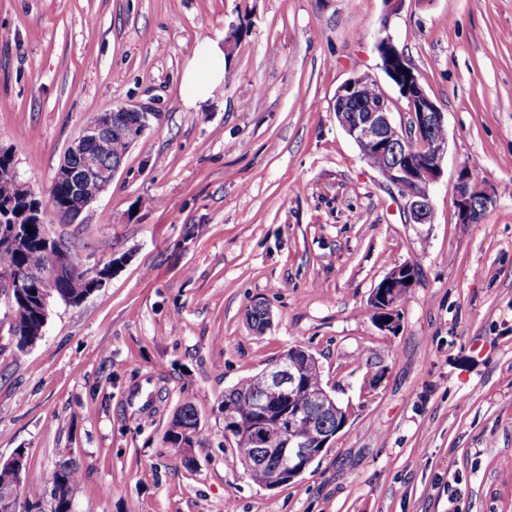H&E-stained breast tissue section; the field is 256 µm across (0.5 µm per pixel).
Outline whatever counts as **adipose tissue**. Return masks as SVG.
I'll list each match as a JSON object with an SVG mask.
<instances>
[{
	"instance_id": "1",
	"label": "adipose tissue",
	"mask_w": 512,
	"mask_h": 512,
	"mask_svg": "<svg viewBox=\"0 0 512 512\" xmlns=\"http://www.w3.org/2000/svg\"><path fill=\"white\" fill-rule=\"evenodd\" d=\"M226 55L217 40H200L181 77L180 93L186 107L197 108L213 99L224 84Z\"/></svg>"
}]
</instances>
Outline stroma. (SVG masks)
I'll use <instances>...</instances> for the list:
<instances>
[{"label": "stroma", "mask_w": 512, "mask_h": 512, "mask_svg": "<svg viewBox=\"0 0 512 512\" xmlns=\"http://www.w3.org/2000/svg\"><path fill=\"white\" fill-rule=\"evenodd\" d=\"M0 0V147L49 196L90 118L148 106L158 124L75 222L51 235L104 288L50 307L18 350L0 302V458L25 449L19 512H50L59 449L75 512H512V0ZM389 30L444 114L432 219L403 202L336 120L367 74L408 102L375 44ZM238 40L224 86L186 108L200 39ZM495 202L459 223V172ZM399 263L420 278L396 332L367 304ZM270 313L264 331L248 312ZM318 359L348 425L293 482L247 478L224 394L291 346ZM201 439L166 440L184 402ZM57 457L50 477V512H73L72 497L81 482L82 473L67 448L59 449Z\"/></svg>", "instance_id": "1"}]
</instances>
